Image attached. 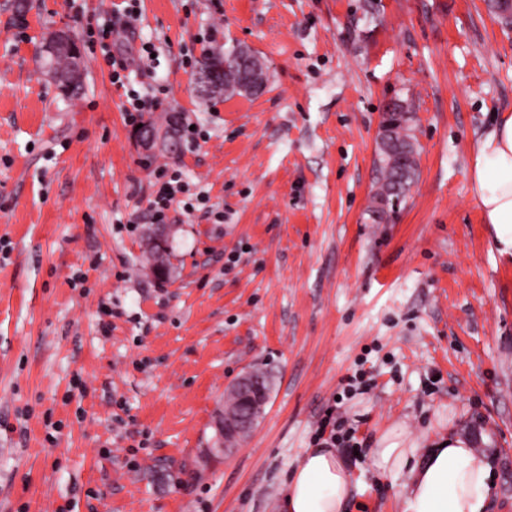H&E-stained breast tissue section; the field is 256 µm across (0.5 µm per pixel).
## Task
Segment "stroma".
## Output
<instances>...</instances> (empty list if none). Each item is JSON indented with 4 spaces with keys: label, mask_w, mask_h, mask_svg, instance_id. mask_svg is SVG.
<instances>
[{
    "label": "stroma",
    "mask_w": 512,
    "mask_h": 512,
    "mask_svg": "<svg viewBox=\"0 0 512 512\" xmlns=\"http://www.w3.org/2000/svg\"><path fill=\"white\" fill-rule=\"evenodd\" d=\"M156 63L130 86L195 125L144 151L89 21ZM62 31L79 95L39 58ZM248 46L268 80L201 99L204 51ZM411 106L418 175L389 221L373 193L381 113ZM512 113V26L486 0H0V512H279L335 408L355 512H401L372 450L391 430H454L495 458L489 512H512V258L470 181ZM206 204L165 221L148 269L153 173ZM223 223H215V212ZM260 368L254 432L218 453L224 391Z\"/></svg>",
    "instance_id": "1"
}]
</instances>
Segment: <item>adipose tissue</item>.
Segmentation results:
<instances>
[{
  "label": "adipose tissue",
  "instance_id": "adipose-tissue-1",
  "mask_svg": "<svg viewBox=\"0 0 512 512\" xmlns=\"http://www.w3.org/2000/svg\"><path fill=\"white\" fill-rule=\"evenodd\" d=\"M472 183L484 220L501 252L512 254V113L497 116L473 156ZM381 472L408 480L402 512H488L495 462L474 440L456 432L426 448H408L400 433L373 451ZM353 474L333 448H309L285 489L284 512H351Z\"/></svg>",
  "mask_w": 512,
  "mask_h": 512
}]
</instances>
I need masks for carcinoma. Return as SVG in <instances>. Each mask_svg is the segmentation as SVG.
I'll list each match as a JSON object with an SVG mask.
<instances>
[{
    "label": "carcinoma",
    "instance_id": "carcinoma-1",
    "mask_svg": "<svg viewBox=\"0 0 512 512\" xmlns=\"http://www.w3.org/2000/svg\"><path fill=\"white\" fill-rule=\"evenodd\" d=\"M44 52L46 65L58 75L61 90L66 94L76 93L79 81L75 45L54 46L47 42ZM244 53V48L238 45H231L222 53L204 52L196 82L197 94L205 98L215 93L234 96L253 92L240 73ZM409 120L410 111L403 102L393 101L387 106L375 159L381 180L373 195L376 212L381 217L392 212L394 203L406 197L417 176L419 148L416 138L410 134ZM149 257L153 276L162 277L170 271L169 252L159 254L151 250Z\"/></svg>",
    "mask_w": 512,
    "mask_h": 512
}]
</instances>
